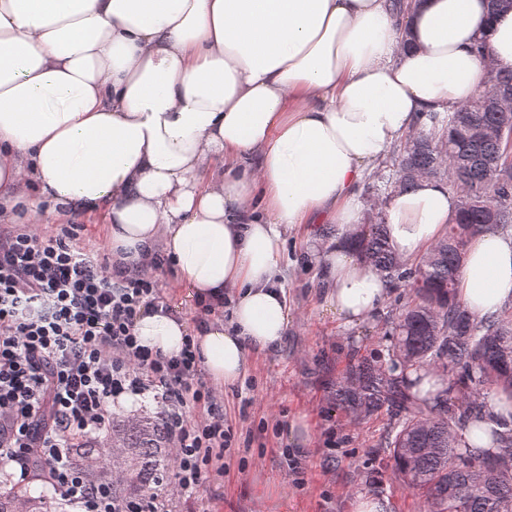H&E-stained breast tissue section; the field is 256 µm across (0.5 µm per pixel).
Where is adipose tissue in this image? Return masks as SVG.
Returning a JSON list of instances; mask_svg holds the SVG:
<instances>
[{"mask_svg": "<svg viewBox=\"0 0 512 512\" xmlns=\"http://www.w3.org/2000/svg\"><path fill=\"white\" fill-rule=\"evenodd\" d=\"M491 70L512 72V11L487 0H0V198L22 224L45 203L104 212L113 260L159 244L197 296L231 297L230 323L202 331L151 311L136 323L166 354L192 340L231 385L288 329L290 229L336 224L310 241L329 309L346 325L381 312L391 285L351 245L359 186ZM456 207L434 177L392 193L401 258L422 257ZM457 297L479 316L512 305V227L472 236ZM490 429H512L503 395L461 435L493 455Z\"/></svg>", "mask_w": 512, "mask_h": 512, "instance_id": "adipose-tissue-1", "label": "adipose tissue"}]
</instances>
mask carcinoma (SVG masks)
I'll return each mask as SVG.
<instances>
[{"label": "carcinoma", "instance_id": "carcinoma-1", "mask_svg": "<svg viewBox=\"0 0 512 512\" xmlns=\"http://www.w3.org/2000/svg\"><path fill=\"white\" fill-rule=\"evenodd\" d=\"M429 129L409 135L394 158L391 189L407 191L421 177L447 176L459 195L448 230L418 260H401L379 221L354 240L361 259L390 282L407 288L391 309L387 335L390 364L362 363L353 386L340 393L353 409L389 407L398 416L385 448L399 478L425 496L430 512H512V432L500 452L480 456L458 430L485 402L484 388L512 398V307L479 318L456 299L469 237L487 225L512 224V73H490L488 88L454 112L427 113ZM427 371L469 391L448 401L434 397V415L424 417L413 400L408 372ZM113 446L137 448L141 477L156 476L165 447L154 422L113 425Z\"/></svg>", "mask_w": 512, "mask_h": 512}]
</instances>
